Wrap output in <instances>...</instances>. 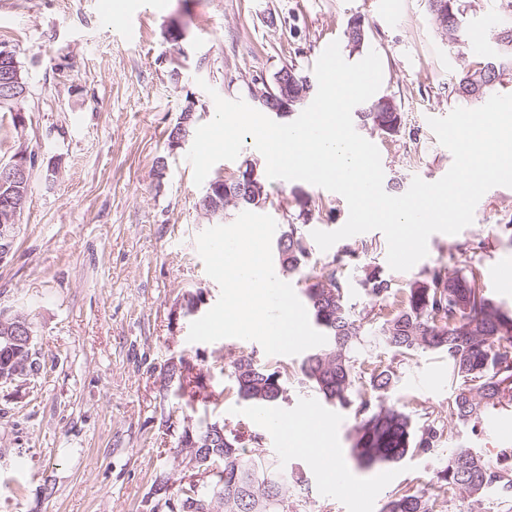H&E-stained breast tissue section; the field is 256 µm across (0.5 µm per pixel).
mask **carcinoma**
I'll use <instances>...</instances> for the list:
<instances>
[{
    "label": "carcinoma",
    "mask_w": 512,
    "mask_h": 512,
    "mask_svg": "<svg viewBox=\"0 0 512 512\" xmlns=\"http://www.w3.org/2000/svg\"><path fill=\"white\" fill-rule=\"evenodd\" d=\"M448 15L440 17L427 0L428 12L437 28L448 35L464 54L478 57L461 72L454 92L465 100L478 102L500 83L512 68V23L492 27L493 41L480 49L463 39L464 0H446ZM346 29L350 46L359 48L366 39V24ZM486 84L484 93L472 94L473 80ZM387 96L368 99L355 112L362 126L384 138H394L403 127V113ZM252 195L241 198L239 209L257 208L267 199L262 172L252 182ZM300 206V224L288 225L277 242L283 271H309L304 289L307 308L327 338L326 345L307 354L298 369L272 364L251 354L230 362L229 390L239 399L261 406L278 405L288 390V380L299 374L324 401L352 412L350 455L360 469L396 464L408 456H435L439 468L428 486H402L394 489L382 512H437L439 498L458 491L469 498V512H486L485 497L512 498V454L495 462L476 448H455L443 454L452 424L477 427L492 410L512 408V312L503 309L483 287V270L471 266L463 272H450L434 265L402 287L374 267L359 265V254L344 247L322 265L313 260L304 227L312 217L308 201L295 197ZM361 268L362 284L369 297L370 310L357 315L347 305L346 273ZM406 361L421 353L438 352L448 358L451 395L448 407L437 410L415 400L406 410L386 404L384 396L392 387V363L381 359L357 362L354 353L364 336ZM18 335L11 343L0 338V370L9 369L17 356L29 357L34 346ZM162 390L182 398L181 409L198 416L200 435L196 441L202 459L222 465L224 477L211 476L192 491L202 504L195 512H210L214 498L224 499L223 512H288V486L298 482L294 473L279 468L275 460L258 449L261 438L244 437L232 430L219 435L213 430L217 420L208 408L198 409L195 393L187 390L185 377L168 366L161 372ZM157 500L167 512L172 497H188L181 487L169 492L168 477L159 474L152 485Z\"/></svg>",
    "instance_id": "obj_1"
}]
</instances>
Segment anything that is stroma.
<instances>
[{"label": "stroma", "mask_w": 512, "mask_h": 512, "mask_svg": "<svg viewBox=\"0 0 512 512\" xmlns=\"http://www.w3.org/2000/svg\"><path fill=\"white\" fill-rule=\"evenodd\" d=\"M391 2L384 12L375 0H0V44L28 81L24 126L0 112V163L22 149L36 159L17 242L0 262V310L33 319L47 369L36 387L0 388V512H149L156 474L178 488L183 471L172 450L183 416L159 385L163 366L179 356L208 375L227 428L258 434L267 453L308 481V491L288 490L293 512H380L392 490L433 474L437 459L422 456L358 468L352 415L300 378L273 410L223 394L230 361L260 344L189 341L192 319L176 312L185 293L202 292L209 308L220 297L196 246L208 227L199 209L206 188L194 183L187 148L167 145L184 109L203 125L215 116L213 95L247 98L253 77L272 78L286 64L313 76L336 40L350 63L378 53V93L404 114L395 138L362 132L381 153L384 188L405 191L413 177L434 182L450 169L452 154L428 119L463 106L453 83L470 58L441 37L426 0ZM359 15L367 37L354 52L345 30ZM173 22L182 41L166 37ZM265 185L261 211L278 232L295 220L287 199L296 190L315 208L311 229L333 231L348 218L337 193L303 181ZM345 243L402 286L438 263L452 271L480 264L486 291L512 310V187L487 191L458 234H433L427 257L410 270L391 271L382 232ZM394 369L388 403L447 408L446 358L425 352ZM300 409L330 426L349 486L277 446L268 416ZM448 445L490 460L512 453V410L489 413L475 429L454 426Z\"/></svg>", "instance_id": "35a3bbf8"}]
</instances>
